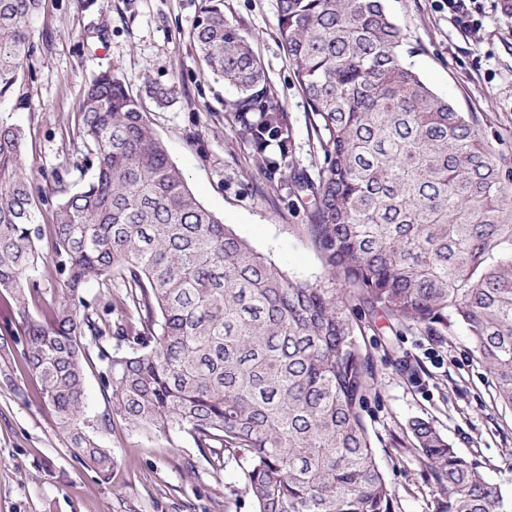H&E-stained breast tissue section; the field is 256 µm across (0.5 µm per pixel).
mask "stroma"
<instances>
[{
	"instance_id": "stroma-1",
	"label": "stroma",
	"mask_w": 512,
	"mask_h": 512,
	"mask_svg": "<svg viewBox=\"0 0 512 512\" xmlns=\"http://www.w3.org/2000/svg\"><path fill=\"white\" fill-rule=\"evenodd\" d=\"M401 28L402 51L420 78L469 115L512 201V16L501 0H477L472 31L448 14V0H386ZM202 0H42L35 53L20 93L0 101V117L19 125L22 167L49 188L67 172L84 179L78 120L85 86L103 72L141 99L146 118L198 201L253 248L297 280L320 281L325 269L306 238L304 208H291L242 143L226 103L232 89L214 78L190 38ZM224 13L260 58L277 108L293 126L296 165L317 176L309 108L294 85L278 40L277 0H224ZM84 299L111 306L110 325L131 312L124 289L88 283ZM372 356L377 385L364 420L396 512H434L440 497L407 434L415 418L432 422L453 448L512 497V410L495 405L494 378L472 354L463 328L431 336L417 327L378 322L359 339ZM102 362L85 367L83 418L112 449L104 480L84 467L50 409L33 392L21 349L0 346V512H254L241 470H213L190 438L167 442L112 412Z\"/></svg>"
}]
</instances>
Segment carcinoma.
<instances>
[{"label":"carcinoma","instance_id":"obj_1","mask_svg":"<svg viewBox=\"0 0 512 512\" xmlns=\"http://www.w3.org/2000/svg\"><path fill=\"white\" fill-rule=\"evenodd\" d=\"M39 2L0 0V100L32 61ZM277 30L323 158L315 179L297 171L293 127L224 0H204L191 39L234 90L239 139L307 208L325 281L290 279L206 209L142 103L103 73L80 112L94 174L75 193L56 175L48 257L39 213L49 193L22 171V129L0 119V291L13 296L41 398L102 477L114 455L81 412L84 339L106 328L80 314V289L117 276L138 318L121 328L125 353L99 349L112 412L236 463L255 512H395L363 418L375 376L357 336L380 318L439 336L461 326L495 377L494 402L512 410L504 191L470 119L404 63L385 0H279ZM49 261L67 298L42 322L29 301ZM409 429L441 488L434 512H512L429 421Z\"/></svg>","mask_w":512,"mask_h":512}]
</instances>
